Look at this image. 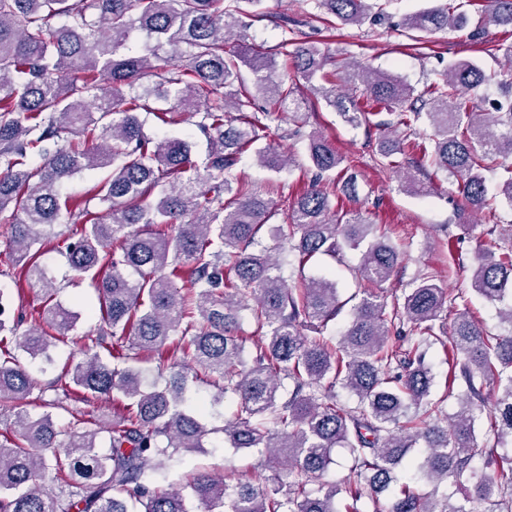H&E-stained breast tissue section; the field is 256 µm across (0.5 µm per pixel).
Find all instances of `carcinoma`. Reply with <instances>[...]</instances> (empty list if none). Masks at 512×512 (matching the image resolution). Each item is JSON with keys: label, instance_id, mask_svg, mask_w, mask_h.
<instances>
[{"label": "carcinoma", "instance_id": "cac0c4a2", "mask_svg": "<svg viewBox=\"0 0 512 512\" xmlns=\"http://www.w3.org/2000/svg\"><path fill=\"white\" fill-rule=\"evenodd\" d=\"M240 2L0 0V223L9 225L14 282L43 292L40 307L12 323L0 309V416L10 419V434L0 433V512H190L189 496L205 512H360L363 500L373 512H466L437 495L450 476L467 499L487 504L484 512H512V456L498 452L512 444V306L499 310L508 328L500 335L469 308L456 310L446 341L436 322L461 294L420 276L391 305L364 290L334 342L324 329L345 306L336 283L290 285L282 262L255 249L268 228L302 266L319 254L360 250L357 274L375 287L400 263L386 233L362 212L336 207L327 181L351 165L322 133L306 135L315 178L294 198L286 224L269 223L273 200L234 174L247 151L258 165L282 171L286 160L262 144L270 123L286 115L294 135L303 128L301 99L274 58L224 51L227 38L261 17ZM314 2L332 26L359 25L371 10L368 0ZM482 24L512 26V0H493ZM404 25L430 33L463 28L467 17L424 10ZM134 27L147 39L140 53L128 49ZM280 48L293 76L346 122L366 123L384 109L396 117L388 122L393 130L430 128V164L455 178L470 205L490 206L488 162L512 157V69L499 80L501 97L476 112L469 94L493 76L469 60L451 63L416 95L345 58L328 71V54L316 45L285 39ZM242 64L256 74L251 88ZM340 85L360 95L346 96ZM154 97L170 107L153 108ZM143 112L195 126L208 142L206 159H193L186 141L147 135ZM376 152L394 169L391 157L405 146L392 135ZM96 169L109 174L85 197L61 198L62 182ZM65 214L76 220L65 248L69 269L91 280L105 329L84 337V358L49 383L54 399L34 414L28 398L38 383L9 346L49 361L50 349L74 330L77 315L56 301L54 279L38 262ZM494 233L475 252L472 273L474 290L489 302L512 287V243ZM243 310L251 312L252 336L241 328ZM437 343L448 357V385L463 386L452 417L432 396L422 350ZM145 359L177 369L172 385L147 382L134 366ZM201 374L238 394L224 434L234 448L263 449L260 465L274 472L269 483L198 474L181 489L155 485L167 462L203 447L205 407L188 411L185 396L188 377ZM338 386L352 404L337 403ZM489 393L493 442L481 444L475 423ZM102 396L124 400L109 427L94 419L61 427L50 412L66 400ZM337 447L352 460V478L340 485L323 481ZM401 465L432 490L393 486ZM281 469L291 480L281 479ZM50 474L64 480L66 498L46 487Z\"/></svg>", "mask_w": 512, "mask_h": 512}]
</instances>
